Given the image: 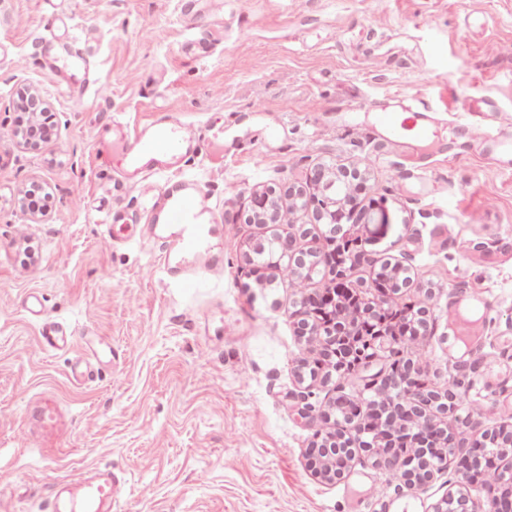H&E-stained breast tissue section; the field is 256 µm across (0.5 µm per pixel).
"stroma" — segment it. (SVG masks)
Segmentation results:
<instances>
[{
  "label": "stroma",
  "mask_w": 512,
  "mask_h": 512,
  "mask_svg": "<svg viewBox=\"0 0 512 512\" xmlns=\"http://www.w3.org/2000/svg\"><path fill=\"white\" fill-rule=\"evenodd\" d=\"M55 13L83 32L102 106L54 82L40 40ZM215 23L222 42L197 55L194 39ZM509 44L512 0H0V512H45L56 480L98 464L126 480L120 512H382L391 502L430 512L452 471L408 487L363 455L338 483L307 468L306 449L335 428L322 411L359 398L367 374L299 381L322 348L321 337L299 335L300 302L336 275L294 288L272 266L257 280L247 260L255 243L303 224L310 234L297 248L315 247L321 227L309 212L283 210L273 226L232 218L256 187L369 159L362 200L373 219L350 228L368 261L350 280L374 295L381 266L403 262L407 286L384 298L425 306L428 327L390 349L437 391L459 382L449 427L512 425L499 408L512 382L489 388L481 378L486 357L512 362L501 346L512 336V174L440 144L417 158L373 133L377 106L400 91L424 93L444 128L468 119L467 98L495 101L489 125L512 127ZM24 86L39 89L54 127L35 149L16 135L14 91ZM158 111L224 128L223 170L200 159L182 169L208 191L224 250L223 279L189 290L148 275L152 251L107 245L92 221L93 207L112 202L95 157L110 115L143 124ZM37 186L48 206L23 207ZM473 290L487 292L492 311L480 349L454 360L446 310ZM31 292L42 315L22 306ZM47 321L71 331L66 349L41 347ZM89 336L111 342L116 357L76 386ZM42 393L70 419L51 460L19 440ZM372 486L378 499H365Z\"/></svg>",
  "instance_id": "stroma-1"
}]
</instances>
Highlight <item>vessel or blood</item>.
<instances>
[{
  "label": "vessel or blood",
  "instance_id": "1",
  "mask_svg": "<svg viewBox=\"0 0 512 512\" xmlns=\"http://www.w3.org/2000/svg\"><path fill=\"white\" fill-rule=\"evenodd\" d=\"M50 58V71L56 81L73 96L88 101L102 97L99 88L72 82L73 73L86 65L84 40L79 35L54 36L43 47ZM433 109L418 94L402 92L391 96L376 110L375 127L382 140L411 144L423 149L425 144L441 140ZM112 132L121 143L120 151L111 144L99 145L97 165L113 173L124 196L99 211L96 221L103 227L102 238L110 245L121 243L115 229L124 225L129 208H136L151 222L141 241L156 252L151 274L180 288H193L200 282L224 273L221 252L213 245L214 211L202 188L194 181L179 177L185 161L205 153L213 166L224 164V129L210 124L189 125L168 113H156L150 123L135 127L121 117H113ZM467 142L478 145L484 155L502 170L512 173V132L486 129L474 122L465 135ZM490 302L482 291L468 293L448 308V330L454 340L472 343L480 335V323L473 312L488 311ZM69 431L64 409L54 398L45 396L30 409V426L21 439L42 442L45 456H53ZM119 481L111 467L84 469L76 477L59 480L53 487L47 507L49 512H114Z\"/></svg>",
  "mask_w": 512,
  "mask_h": 512
}]
</instances>
